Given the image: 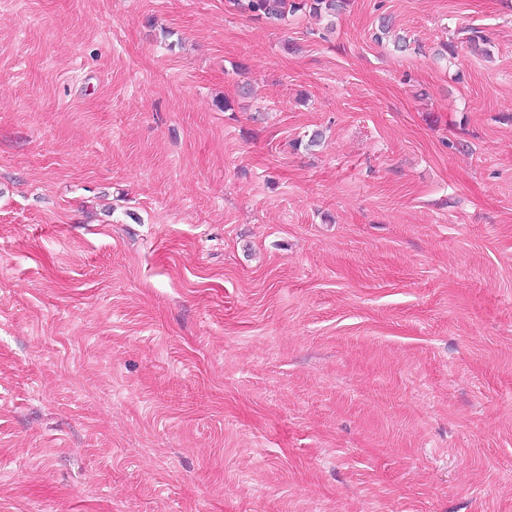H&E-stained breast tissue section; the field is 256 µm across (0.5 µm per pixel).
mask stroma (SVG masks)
Wrapping results in <instances>:
<instances>
[{
	"label": "stroma",
	"mask_w": 512,
	"mask_h": 512,
	"mask_svg": "<svg viewBox=\"0 0 512 512\" xmlns=\"http://www.w3.org/2000/svg\"><path fill=\"white\" fill-rule=\"evenodd\" d=\"M0 512H512V0H0ZM244 12L256 19L275 21L282 19L286 13L309 10L318 15L322 12L335 13L340 7L338 0H232Z\"/></svg>",
	"instance_id": "1"
}]
</instances>
